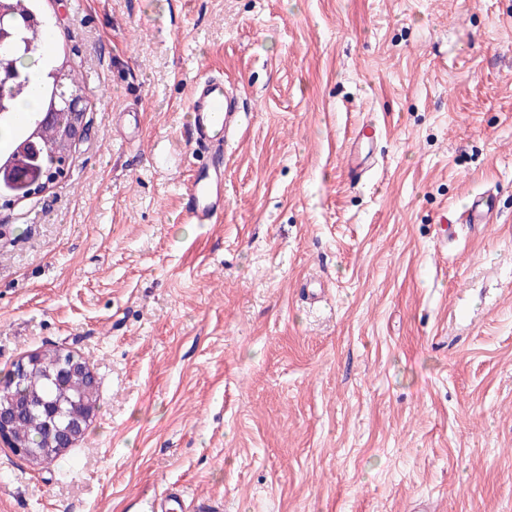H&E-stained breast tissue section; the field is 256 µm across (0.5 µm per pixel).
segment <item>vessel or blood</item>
Wrapping results in <instances>:
<instances>
[{"label": "vessel or blood", "mask_w": 512, "mask_h": 512, "mask_svg": "<svg viewBox=\"0 0 512 512\" xmlns=\"http://www.w3.org/2000/svg\"><path fill=\"white\" fill-rule=\"evenodd\" d=\"M244 107L223 77L200 78L189 105V144L197 157V166L184 193L185 216L192 224H214L224 213V175L228 168L231 143L241 130ZM379 135L371 123L355 128L348 148V172L361 178L369 170L364 153ZM493 214L491 195L477 194L466 204L459 219L479 227L489 223ZM151 512H222L221 505L194 503L181 493L169 490L151 506Z\"/></svg>", "instance_id": "1"}]
</instances>
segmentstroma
Instances as JSON below:
<instances>
[{
    "instance_id": "obj_1",
    "label": "stroma",
    "mask_w": 512,
    "mask_h": 512,
    "mask_svg": "<svg viewBox=\"0 0 512 512\" xmlns=\"http://www.w3.org/2000/svg\"><path fill=\"white\" fill-rule=\"evenodd\" d=\"M36 5L87 129L0 207V377L74 352L98 412L41 464L0 447V512H147L172 486L224 512H512V0ZM205 74L249 117L223 217L191 224ZM484 191L493 224L441 246ZM379 135L378 128L370 123L363 124L361 127H356L351 134L350 146L348 147V173L352 174L354 179H360L366 172H368L371 164H367L368 154L373 149L374 142ZM368 145L369 151L364 155V147Z\"/></svg>"
}]
</instances>
